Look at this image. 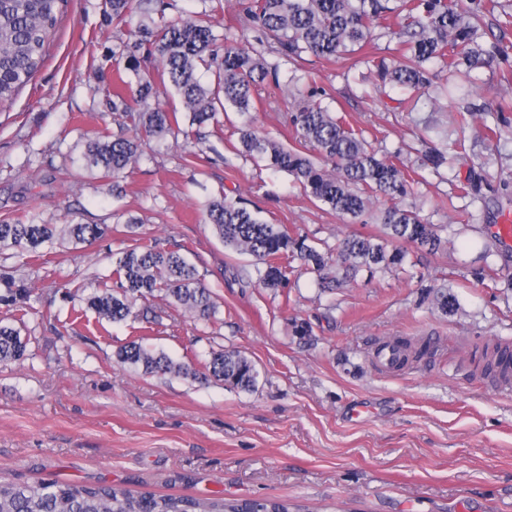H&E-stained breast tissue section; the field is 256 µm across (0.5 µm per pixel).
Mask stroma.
Returning <instances> with one entry per match:
<instances>
[{"label":"stroma","mask_w":512,"mask_h":512,"mask_svg":"<svg viewBox=\"0 0 512 512\" xmlns=\"http://www.w3.org/2000/svg\"><path fill=\"white\" fill-rule=\"evenodd\" d=\"M104 8V0H67L34 80L0 108V215L34 209L41 223L57 225L76 212L107 224L116 211L137 217L141 235L161 247H189L216 314L198 322L159 295L123 323L90 310L74 319L77 289L112 283V256L131 244L122 232L91 247L56 246L46 264L16 258L1 267L29 290L36 313L22 329L26 359L0 364V480L271 498L292 503V512H512V391L495 387L479 355L512 346V288L488 287L471 273L481 254L493 263L512 254L496 235L512 214V109L500 113L496 138L473 124L465 152L426 169L409 198L424 222L450 233L436 255L407 250L428 284L456 296L453 315L422 299L416 280L387 271L333 296L311 274L274 292L247 279L252 258L225 249L201 223L200 203L239 193L262 219L332 246L358 227L312 202L287 173L231 155L237 114L190 147L149 141L152 161L129 173L119 199L97 172L67 169L88 130L116 128L103 94L115 45ZM283 76L317 89L383 153L413 166L426 147L450 148L457 111L512 98V86L487 68L473 71L471 94L383 88L372 64L312 56L284 66ZM261 96L257 127L291 144L288 97L271 84ZM470 181L477 194L450 199L453 185ZM302 319L312 335H294ZM136 331L195 368L214 351H240L257 386L246 392L118 362L117 349ZM396 337L410 342L409 362L381 369L374 351Z\"/></svg>","instance_id":"stroma-1"}]
</instances>
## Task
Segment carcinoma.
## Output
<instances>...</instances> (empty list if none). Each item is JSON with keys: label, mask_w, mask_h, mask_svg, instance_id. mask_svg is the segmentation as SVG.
Segmentation results:
<instances>
[{"label": "carcinoma", "mask_w": 512, "mask_h": 512, "mask_svg": "<svg viewBox=\"0 0 512 512\" xmlns=\"http://www.w3.org/2000/svg\"><path fill=\"white\" fill-rule=\"evenodd\" d=\"M208 8L180 15L164 22L161 33L150 30L153 15L164 14V0H105L112 28L125 38L112 49L118 80L123 75L136 78L135 100L131 105L112 86L109 104L123 122L109 134L91 130L84 137V152L71 159L73 166L97 171L112 179L113 195L123 193L120 182L145 155L144 138L163 139L175 132L190 131L217 121L219 113L231 107L241 118L236 127L237 142L232 153L274 172H285L303 193L328 206L332 212L356 224L375 223L370 233H353L336 248L319 247V242L298 229L271 224L260 211L249 207L241 196L211 198L201 205L202 220L224 247L254 258L256 282L274 291L288 287L289 275L304 271L316 275L322 291L355 286L365 271L403 272L407 252L402 242H411L429 255L447 248L443 236L447 227L427 224L417 210L405 204L421 175L415 169L397 165L378 152L342 116L314 100L318 92H298L293 144L286 146L256 128L257 88L280 85L282 63L298 62L305 55L318 59L349 60L372 41V28L394 18L403 40L391 61L376 62L377 76L384 84L411 91L431 85V63H439L452 73L466 76L474 69L492 66L496 60L512 59V42H496L487 47L470 17L493 13L499 0H238L239 16L245 29L255 32L254 45L215 32L217 15L224 11L223 0H208ZM64 0H0V107L13 103L19 91L33 78L47 53L62 15ZM156 66L158 78L147 66ZM211 75L204 84L199 70ZM177 97L179 105L164 109L149 101L160 89ZM188 128H180V114ZM478 112H457L453 146L465 150L466 131ZM382 196L391 205L374 211L372 199ZM112 230L107 224L70 220L63 227L40 224L36 214L23 220L0 217V260L28 256L45 261L38 252L43 245L70 241L91 245ZM113 276L116 289L94 291L81 296L86 308L112 323L128 320L139 302L158 293L187 309L198 321L208 322L216 306L209 288L196 266L181 250L160 247L152 238L116 253ZM480 278L493 285L503 281L512 288L509 266L486 265ZM0 303L12 307L19 326L0 323V364L17 362L26 355L27 341L20 325L35 313L30 294L12 288L7 281ZM443 316L457 311V298L446 290L426 289ZM118 361L142 369L147 374H175L203 381L210 378L251 391L258 372L253 363L237 351L211 353L203 370H196L155 352L137 340L117 352ZM0 512H290L288 502L256 498L227 501L222 497L195 498L134 493L114 485H86L70 482L14 483L0 481Z\"/></svg>", "instance_id": "carcinoma-1"}]
</instances>
